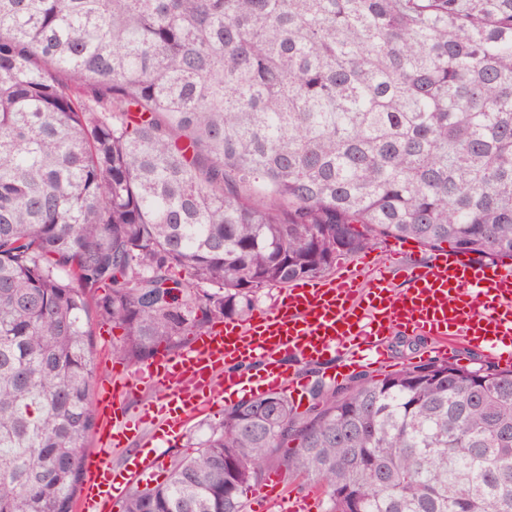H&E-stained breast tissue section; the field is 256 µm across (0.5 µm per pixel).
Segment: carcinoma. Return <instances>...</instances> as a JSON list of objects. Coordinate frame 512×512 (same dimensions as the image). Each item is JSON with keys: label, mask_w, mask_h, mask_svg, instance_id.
<instances>
[{"label": "carcinoma", "mask_w": 512, "mask_h": 512, "mask_svg": "<svg viewBox=\"0 0 512 512\" xmlns=\"http://www.w3.org/2000/svg\"><path fill=\"white\" fill-rule=\"evenodd\" d=\"M512 259V0H0V512H73L132 363L389 240ZM243 399L124 512H512V369ZM270 475H278L274 473L273 471L269 473L266 480ZM279 476V475H278ZM280 477V476H279ZM278 477V478H279ZM280 479V493L283 497L292 498L295 496H308V495H315L317 497V511L313 512H323L322 505H321V495L320 492L313 486L309 484V482H304L302 480H296L294 482H284ZM266 480L264 481L263 485L258 488L255 491H252L248 493V512H260L256 510V501H257V493L261 491V489L264 487Z\"/></svg>", "instance_id": "1"}]
</instances>
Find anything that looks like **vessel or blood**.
Instances as JSON below:
<instances>
[{"instance_id":"1","label":"vessel or blood","mask_w":512,"mask_h":512,"mask_svg":"<svg viewBox=\"0 0 512 512\" xmlns=\"http://www.w3.org/2000/svg\"><path fill=\"white\" fill-rule=\"evenodd\" d=\"M395 248L401 261L365 255L335 276L293 284L271 309L212 326L134 374L115 371L96 398L95 448L84 457L78 512H112L130 484L157 481L156 448L178 437L216 391L229 398L282 390L301 400L309 381L289 371L290 359H337L332 376L344 378L384 365L387 337L407 331L431 337L437 358L464 342L511 365L512 268L445 251L419 263L407 259L405 244ZM145 385L158 397L129 412L128 397ZM117 452L125 456L119 467L111 462Z\"/></svg>"}]
</instances>
